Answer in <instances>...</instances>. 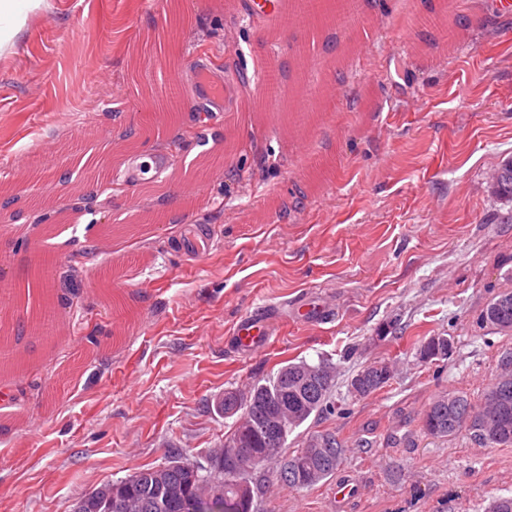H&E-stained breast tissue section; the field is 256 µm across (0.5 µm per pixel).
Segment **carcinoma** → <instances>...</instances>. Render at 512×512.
Segmentation results:
<instances>
[{"label": "carcinoma", "mask_w": 512, "mask_h": 512, "mask_svg": "<svg viewBox=\"0 0 512 512\" xmlns=\"http://www.w3.org/2000/svg\"><path fill=\"white\" fill-rule=\"evenodd\" d=\"M497 194L512 198V162L501 168L496 185ZM486 324L502 332H512V291H505L490 301L482 315ZM448 337L430 336L420 344L419 351L428 353L427 360L448 357L442 348ZM503 372L495 379L493 392L498 397L485 401L477 408L460 394L450 392L436 397L425 411L426 432L434 437H450L462 430L485 446H512V355L502 358ZM362 377L358 398H366L384 388L394 376L388 362L367 365L357 372ZM335 387V369L319 374L315 366L304 360L280 367L265 383H255L248 389L227 390L219 402L226 415L236 414V408L249 401L251 412L244 422L237 423L225 441H238L253 458L268 461L277 458L276 477L291 488H310L336 474L347 448L328 430L310 436L329 447L314 451L303 443L296 454H282L286 441L280 438L282 429L277 413L288 416V432L292 433L311 416L323 411ZM202 468L170 456L158 466L142 468L129 476L126 484L106 482L82 496L74 512H202L200 501L216 488L213 478L205 479ZM264 465L240 478L221 474L223 481V512H260L255 496L269 482Z\"/></svg>", "instance_id": "1"}]
</instances>
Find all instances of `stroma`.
Wrapping results in <instances>:
<instances>
[{"mask_svg": "<svg viewBox=\"0 0 512 512\" xmlns=\"http://www.w3.org/2000/svg\"><path fill=\"white\" fill-rule=\"evenodd\" d=\"M500 2L447 0L462 37L434 47L424 0H372L352 69L338 50L348 28L286 34L313 57L306 75L282 58L310 106L259 118L238 105L273 45L221 0L27 10L0 46V170L38 165L22 201L0 208V277L25 293L40 254L56 268L49 295L70 302L55 307L60 335L29 332L15 349L24 367L0 377V512H73L173 451L205 464L235 424L216 399L288 360L336 369L326 410L288 447L326 429L347 455L314 487L272 483L262 512H488L512 496V446L423 428L441 393L480 404L512 352V334L481 320L512 290V201L490 188L512 160V12ZM191 49L229 87L225 112L192 100L159 123ZM128 128L134 151L175 161L176 179L99 196L77 235L43 239L27 199L72 206L73 182L121 163ZM106 224L117 246L80 261ZM258 303L275 314L271 344L236 354L230 330ZM431 336L452 339L448 359H420ZM380 360L393 379L352 397L350 379Z\"/></svg>", "mask_w": 512, "mask_h": 512, "instance_id": "1", "label": "stroma"}]
</instances>
